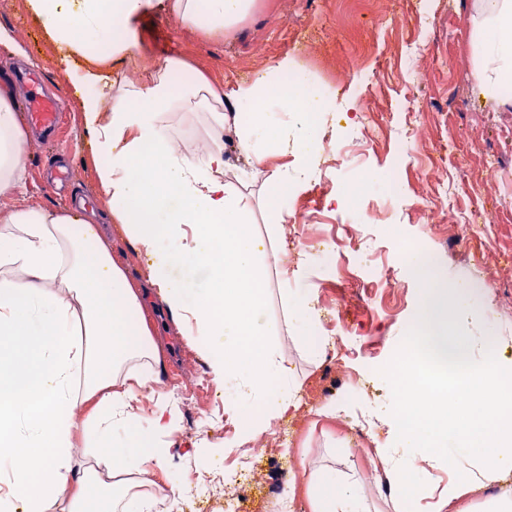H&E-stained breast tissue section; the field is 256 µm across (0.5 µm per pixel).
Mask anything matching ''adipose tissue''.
Returning <instances> with one entry per match:
<instances>
[{
    "mask_svg": "<svg viewBox=\"0 0 512 512\" xmlns=\"http://www.w3.org/2000/svg\"><path fill=\"white\" fill-rule=\"evenodd\" d=\"M205 36L234 30L255 0H26L55 46L56 68L80 87V121L93 152L97 192L132 253L153 256L144 283L129 278L98 227L81 210L40 205L0 208V512H152L176 495L150 478L166 462L146 447L174 435L178 413L160 388L164 359L142 299L150 287L185 328L191 354L208 360L216 380L255 399L241 438L267 433L299 386L280 347L264 336L266 296L279 287L296 327L318 323L310 296L290 289L302 275L285 257L288 196L305 185L322 151V116L336 99L312 90L291 60L229 90L203 75L179 87L172 59L140 80L122 75L137 45L129 28L152 4ZM474 80L485 100L512 105V0H475L471 24ZM202 112L204 152L180 147L171 119ZM249 172L232 183L225 144ZM28 140L11 89L0 86V198L15 195L26 171ZM260 182L273 232L254 225ZM423 299L403 339L407 359L433 345L463 349L454 329L471 302L449 288L432 258L414 254ZM209 274L201 298L187 286L196 268ZM512 359L486 357L464 395L428 388L421 408L451 416L447 441L435 445L401 428L411 459L397 449L375 454L386 475L409 478L422 466L448 469L455 481L433 512H512V422L484 435L482 424L512 407L501 380ZM309 512H370L360 481L306 463ZM499 485L483 504L470 491Z\"/></svg>",
    "mask_w": 512,
    "mask_h": 512,
    "instance_id": "1",
    "label": "adipose tissue"
}]
</instances>
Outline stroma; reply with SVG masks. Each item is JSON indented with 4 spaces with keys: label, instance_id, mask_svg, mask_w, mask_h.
<instances>
[{
    "label": "stroma",
    "instance_id": "stroma-1",
    "mask_svg": "<svg viewBox=\"0 0 512 512\" xmlns=\"http://www.w3.org/2000/svg\"><path fill=\"white\" fill-rule=\"evenodd\" d=\"M474 0H258L256 10L234 31L204 38L153 8L133 26L143 49L139 65L125 77L139 79L144 67L168 58L187 62L192 72L233 87L256 78L275 61L294 59L314 80L331 81L346 104L328 113V129L365 116L380 125L378 137L354 159L378 174H391L400 191L374 228L375 264L391 258L393 236L421 239L450 284L477 300L476 315L459 328L462 336H501L512 358V109L494 110L478 94L472 77L470 17ZM0 28L23 47L13 59L39 70L46 91L62 110V138L52 145L30 136L26 197L47 207L90 200L93 220L110 218L96 192V160L85 143L73 85L54 66L56 55L25 0H0ZM448 174L451 192L423 203L435 167ZM345 176L341 156H328L322 176L295 196L300 223L289 225L288 239H304L306 227L319 225L331 250L330 268L306 265L296 287L313 296L322 325L330 326L323 359L312 360L297 342L278 289L267 298L273 341L288 359L300 384L297 406L279 425L293 437L279 452L259 460L261 493H295L305 504L301 461L334 462L362 480L370 507L392 512V495L373 473L375 446L401 447L393 413L399 400L377 367L394 362L419 304L421 288L411 274L396 276L395 287L377 284L353 261L359 228L340 199ZM165 350L163 383L180 381L203 390L181 407L180 431L168 439L165 468L152 472L159 484L180 489L194 482L197 468L223 476L236 468L225 432H238L240 415L252 406L241 393L225 396L209 363L188 353L165 310L153 320ZM364 389L352 396L355 380ZM350 396L347 415L329 418L319 407Z\"/></svg>",
    "mask_w": 512,
    "mask_h": 512
}]
</instances>
